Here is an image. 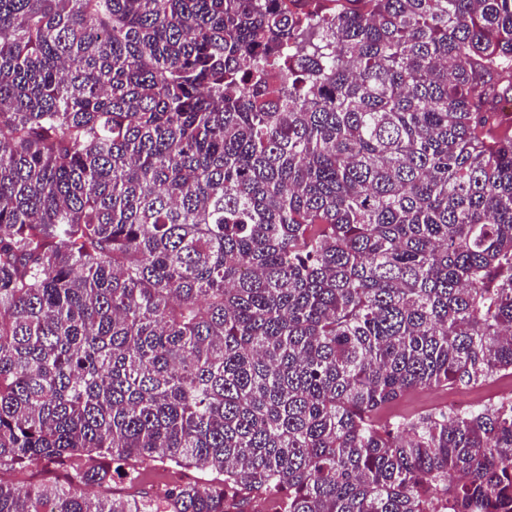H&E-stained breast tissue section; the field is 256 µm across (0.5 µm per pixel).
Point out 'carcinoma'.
<instances>
[{
    "label": "carcinoma",
    "mask_w": 512,
    "mask_h": 512,
    "mask_svg": "<svg viewBox=\"0 0 512 512\" xmlns=\"http://www.w3.org/2000/svg\"><path fill=\"white\" fill-rule=\"evenodd\" d=\"M346 2L0 0V512L512 498V0ZM510 390H512V383L508 378L497 380L481 388L452 385L427 387L411 393L398 405V410L415 414L439 407L470 406L491 394L508 393ZM137 469L139 475L134 484L116 479V482H112L109 488L88 486L83 490L93 496L108 495L111 498H128L143 490H149L151 493L160 492L166 487L188 481L197 475L193 471H179L151 459L139 462ZM64 473L56 471L51 465L45 462H33L24 469H12L2 467L0 469V479L4 482H10L16 485H28L36 483H45L54 480H63Z\"/></svg>",
    "instance_id": "obj_1"
}]
</instances>
